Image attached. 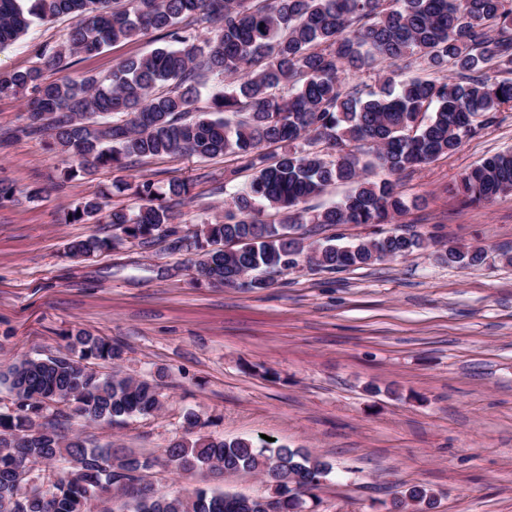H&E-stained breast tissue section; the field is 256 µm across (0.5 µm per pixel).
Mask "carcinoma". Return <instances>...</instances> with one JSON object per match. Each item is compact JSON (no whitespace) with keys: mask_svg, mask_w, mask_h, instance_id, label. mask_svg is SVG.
Segmentation results:
<instances>
[{"mask_svg":"<svg viewBox=\"0 0 512 512\" xmlns=\"http://www.w3.org/2000/svg\"><path fill=\"white\" fill-rule=\"evenodd\" d=\"M75 15L66 41L36 50L38 65L0 73V99L27 97L26 123L17 134L47 137L63 157L62 182L131 159L195 155L236 156L254 170L230 199L224 222L199 234H180L173 207L189 196L190 183L173 179L157 187L149 179L126 188L142 204L114 207L100 217V197H86L66 222L105 220L121 235L90 236L69 244L74 258L102 254L122 241L166 239L170 248L197 256V275L210 282L264 289L267 275L305 264L326 271L404 258L425 239L397 229L350 244L305 242L292 236L303 204L330 186H348L336 203L314 214L312 224H391L407 201L391 176L446 156L512 109V0H0V45L26 34L36 21ZM215 27L199 39L192 26ZM163 45L121 60L105 78L67 76L47 81L43 70L62 71L73 58L93 56L147 33ZM383 64L377 89L351 85L349 75ZM414 64L428 75L408 77ZM201 71L224 77L208 112H197ZM278 145L271 160L261 152ZM379 168L386 177L372 180ZM456 191L469 204L512 192V150L481 159L465 171ZM266 209L280 224L259 218ZM481 248L450 246L439 259L450 266L483 262ZM124 347L86 332L72 337L68 353L25 358L0 371L16 397L0 412V512H88L113 491L129 498L127 512H302L332 471L299 449L239 438L217 440L195 433L199 417L184 415L185 437L165 449V463L195 470H244L261 476L266 496L226 493L208 485L188 496L160 495L146 482L156 460L124 448L88 446L61 434V419L119 424L163 407L158 384L115 371L100 374L91 359L116 365ZM63 404L70 413L63 414ZM62 467L28 485L29 464ZM429 507L434 495L419 486L392 502L404 512L411 502Z\"/></svg>","mask_w":512,"mask_h":512,"instance_id":"carcinoma-1","label":"carcinoma"}]
</instances>
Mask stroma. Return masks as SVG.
Segmentation results:
<instances>
[{
    "label": "stroma",
    "instance_id": "1",
    "mask_svg": "<svg viewBox=\"0 0 512 512\" xmlns=\"http://www.w3.org/2000/svg\"><path fill=\"white\" fill-rule=\"evenodd\" d=\"M73 21L33 24L0 48V71L36 62L38 46L65 40ZM154 34L114 44L68 71L109 74L148 53ZM512 148V112L466 138L453 153L399 175L408 210L395 228L427 237L398 260L331 273L297 269L263 290L198 280L194 255L164 241L126 242L89 259L71 241L115 235L105 223L68 224L78 200L137 207L116 184L174 178L192 182L176 209L185 234L224 218V201L248 182L244 160L162 156L102 168L60 185L61 164L43 139L0 148V367L66 351L87 331L124 344L122 374L158 380L164 406L122 425L75 419L65 435L157 457L184 434L195 412L201 434L218 440L274 438L329 462L311 512H389L414 485L436 497L433 512H512V193L465 206L453 191L480 159ZM477 245L484 263L441 262L445 242ZM147 480L163 493L210 485L245 496L266 487L249 472L179 473Z\"/></svg>",
    "mask_w": 512,
    "mask_h": 512
}]
</instances>
